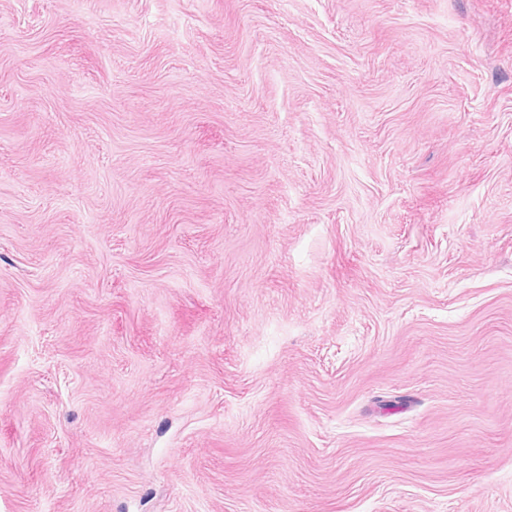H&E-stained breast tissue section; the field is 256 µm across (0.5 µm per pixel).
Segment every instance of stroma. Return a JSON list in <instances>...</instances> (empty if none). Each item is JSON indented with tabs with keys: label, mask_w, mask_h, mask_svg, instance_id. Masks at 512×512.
<instances>
[{
	"label": "stroma",
	"mask_w": 512,
	"mask_h": 512,
	"mask_svg": "<svg viewBox=\"0 0 512 512\" xmlns=\"http://www.w3.org/2000/svg\"><path fill=\"white\" fill-rule=\"evenodd\" d=\"M0 512H512V0H0Z\"/></svg>",
	"instance_id": "obj_1"
}]
</instances>
